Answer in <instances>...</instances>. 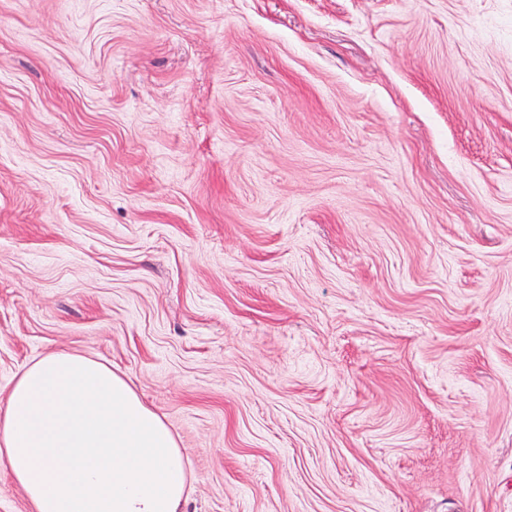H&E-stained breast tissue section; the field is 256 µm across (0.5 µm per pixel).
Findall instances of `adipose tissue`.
Returning <instances> with one entry per match:
<instances>
[{
  "mask_svg": "<svg viewBox=\"0 0 512 512\" xmlns=\"http://www.w3.org/2000/svg\"><path fill=\"white\" fill-rule=\"evenodd\" d=\"M0 466L31 512H183L187 468L166 422L110 365L52 352L0 407Z\"/></svg>",
  "mask_w": 512,
  "mask_h": 512,
  "instance_id": "adipose-tissue-1",
  "label": "adipose tissue"
}]
</instances>
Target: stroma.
Returning a JSON list of instances; mask_svg holds the SVG:
<instances>
[{
	"label": "stroma",
	"instance_id": "obj_1",
	"mask_svg": "<svg viewBox=\"0 0 512 512\" xmlns=\"http://www.w3.org/2000/svg\"><path fill=\"white\" fill-rule=\"evenodd\" d=\"M52 351L187 512H512V0H0V406Z\"/></svg>",
	"mask_w": 512,
	"mask_h": 512
}]
</instances>
